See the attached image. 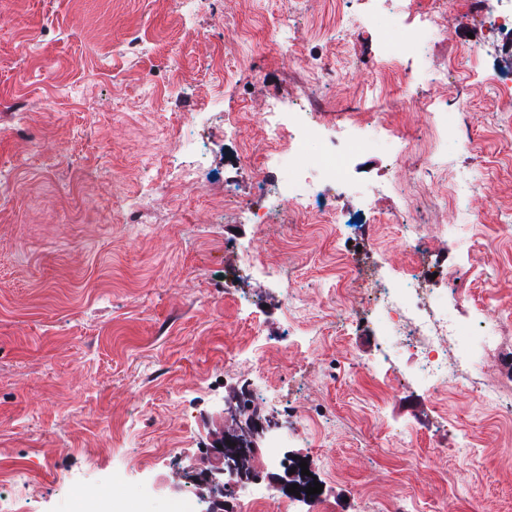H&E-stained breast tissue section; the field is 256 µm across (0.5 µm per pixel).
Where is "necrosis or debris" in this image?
<instances>
[{
    "label": "necrosis or debris",
    "mask_w": 512,
    "mask_h": 512,
    "mask_svg": "<svg viewBox=\"0 0 512 512\" xmlns=\"http://www.w3.org/2000/svg\"><path fill=\"white\" fill-rule=\"evenodd\" d=\"M441 4L442 0H380L364 19L341 12L336 24L353 32L367 21L391 22L405 14L421 15L422 24L408 28L393 52L398 56L424 59L431 46L444 41ZM304 8V0H279L278 13L269 25L270 37L265 47L288 55L299 68L308 70L316 83L340 84L348 66L345 56L334 54L328 48L324 51V62L318 64L304 46L282 35L289 21L298 17ZM462 15L474 21L478 35L460 41L455 49L456 56L476 59L482 47L497 46L503 61L488 79L493 90L492 102L496 111L512 112V0H463ZM264 109L266 121L255 136L239 141L235 150L224 158L225 206H235L236 172L252 156H282L293 144L301 142L322 144L325 155L315 159L310 173L282 178L275 197L253 200L238 231L225 236V246H232L243 234L263 235L274 224L286 235L294 224L341 223L345 210L339 184L346 169H354L358 180L376 190L404 156H417L414 183L422 184L427 177H436L439 198L453 213L452 223L440 225L437 237L433 238L428 235L420 216L409 214L405 223H400L407 255L405 265L399 269L400 284L390 286L382 277L370 283L356 271L347 270L336 289V316L349 325L354 321L358 305L369 304L376 308L382 318V329L369 358L361 363L362 373L373 377L383 368H390L399 384L420 383L425 398L436 407L449 388L455 386L464 367L478 357L492 358L495 382L477 387V399L496 405L498 410L512 416V351L501 346L502 328L497 323H485L480 331H473L466 306L468 295L458 286L467 270L461 264L450 263L448 253L436 244L437 238L456 235L479 221L467 196L471 171L459 172L453 179L447 172L432 171L431 156L438 146L447 143L468 152L474 148L473 142L458 135L455 113H440L437 125L416 139L406 134L411 124L409 112L375 106L358 113L354 126L374 125L401 143L399 153L389 157L386 163L369 166L360 161L359 151H338L339 140L328 135L319 106L312 104L292 112L287 101L274 97L266 101ZM248 348L257 357L264 351L263 345L254 346L245 339L236 342L234 349L227 351L224 357V374L231 379L224 387V399L238 409L242 420L252 422L254 434L249 440L250 446L244 450L231 445L201 450L204 457L212 460L244 456L233 485L214 491L205 473L192 471L185 477L174 474L160 481L151 494L143 496L138 510L134 511L112 488L105 487L91 494L82 485L74 484L64 496L65 503L72 505V512H268L273 496L293 484L298 485L300 494L284 502V512H295L300 505L305 506L307 512H352L353 503L343 499L325 493L306 495L311 478L301 474L299 466L303 463L315 466L317 456L309 452L301 457L282 453L281 439L269 434L267 396L255 392L248 380L232 377L238 366L237 353Z\"/></svg>",
    "instance_id": "necrosis-or-debris-1"
}]
</instances>
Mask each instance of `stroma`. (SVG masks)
<instances>
[{"instance_id":"obj_1","label":"stroma","mask_w":512,"mask_h":512,"mask_svg":"<svg viewBox=\"0 0 512 512\" xmlns=\"http://www.w3.org/2000/svg\"><path fill=\"white\" fill-rule=\"evenodd\" d=\"M273 5L184 0L161 11L153 0H0V473L15 477L0 488V512H60L74 480L90 492L112 485L134 501L178 463L205 466L200 434L224 424L225 351L232 336L251 333L246 313L224 300V271L243 249L280 266L305 305L296 342L280 325L263 371L253 370L247 352L239 372L275 383L278 415L298 405L318 414L324 469L344 477L337 493L360 496L381 470L385 492L405 497L409 512H512V463L499 456L505 427L481 410L472 389L474 380L491 382L487 369L464 374L447 404L431 412L446 449L391 434L394 419L409 417L399 406L358 427L352 414L370 383L355 382L353 371L368 352L337 334L322 309L340 267L333 228L299 227L301 246L291 252L275 232L238 248L224 244L234 216L213 215L212 207L224 196V140L233 134L227 113L250 112L255 130L270 96L303 104L313 95L334 103L331 118L342 124L375 84L386 101L403 96L397 80L381 83L379 70V49L401 39L400 26L380 24L367 41L340 37L335 12L357 13L361 4L307 0L290 37L314 54L323 37H338L354 59L348 84L315 86L287 56L258 48L268 36L261 18ZM228 23L254 36L244 45L253 74L210 61L224 49ZM132 33L140 42L134 50L126 45ZM175 58L187 76L177 90ZM443 64V52H433L417 76L411 133H423L446 101L468 102L457 119L475 151L442 148L434 161L482 175L472 193L482 220L457 244L465 264L483 272L467 282L469 295L495 320L512 297V117L494 111L464 75L432 83ZM216 89L222 99L214 104L208 96ZM185 112L195 113L193 132L209 144L211 176L171 197L140 173L160 160L174 173L196 162L194 152L167 150V127ZM413 166L394 168L376 194L352 183L345 205L412 209L429 226L450 223L433 204L434 189L415 193ZM124 195L139 197V208L128 223H107ZM385 232L384 243L354 259L366 277L402 264L397 225ZM463 429L479 440L468 455L455 447ZM94 442L104 452L84 454ZM407 459L409 486L397 472ZM447 470L460 480L457 491L439 480Z\"/></svg>"}]
</instances>
